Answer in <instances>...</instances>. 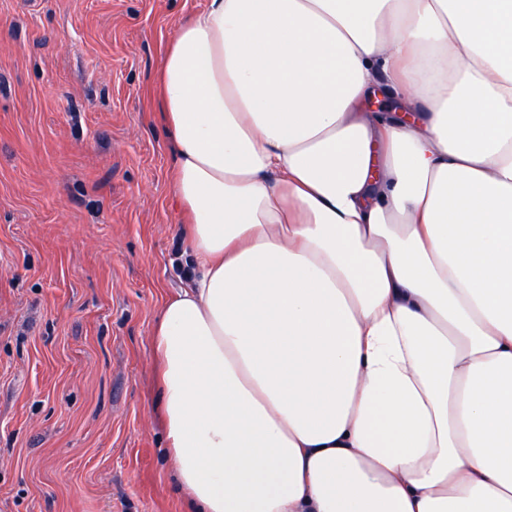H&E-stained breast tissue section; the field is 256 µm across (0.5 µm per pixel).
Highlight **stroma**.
Here are the masks:
<instances>
[{
	"mask_svg": "<svg viewBox=\"0 0 512 512\" xmlns=\"http://www.w3.org/2000/svg\"><path fill=\"white\" fill-rule=\"evenodd\" d=\"M205 0H0V512H187L151 332L185 248L148 90Z\"/></svg>",
	"mask_w": 512,
	"mask_h": 512,
	"instance_id": "obj_1",
	"label": "stroma"
}]
</instances>
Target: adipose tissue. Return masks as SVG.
I'll return each instance as SVG.
<instances>
[{"mask_svg":"<svg viewBox=\"0 0 512 512\" xmlns=\"http://www.w3.org/2000/svg\"><path fill=\"white\" fill-rule=\"evenodd\" d=\"M152 96L198 512H512V0H206Z\"/></svg>","mask_w":512,"mask_h":512,"instance_id":"obj_1","label":"adipose tissue"}]
</instances>
